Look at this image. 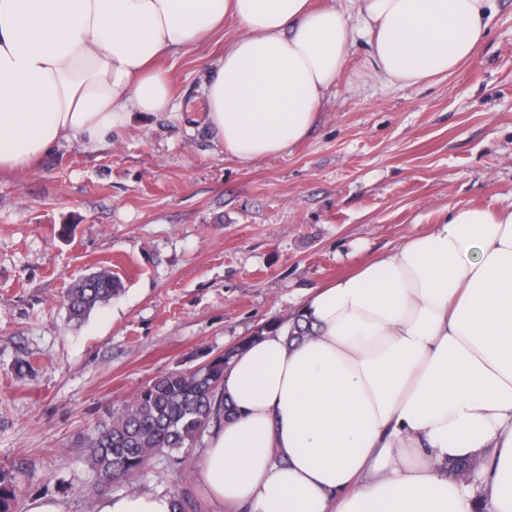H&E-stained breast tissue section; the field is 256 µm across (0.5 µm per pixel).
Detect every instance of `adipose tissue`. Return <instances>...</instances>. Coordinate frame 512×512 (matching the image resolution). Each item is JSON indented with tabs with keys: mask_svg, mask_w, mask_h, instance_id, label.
<instances>
[{
	"mask_svg": "<svg viewBox=\"0 0 512 512\" xmlns=\"http://www.w3.org/2000/svg\"><path fill=\"white\" fill-rule=\"evenodd\" d=\"M494 0H0V171L61 142L95 149L132 113L172 108L159 57L233 20L205 83L224 152L248 164L313 130L357 19L374 76L416 86L478 60ZM315 329L233 359L235 417L198 481L241 512H512V210L448 207L446 223L314 292ZM482 461L457 482L448 462ZM134 490L94 512H173Z\"/></svg>",
	"mask_w": 512,
	"mask_h": 512,
	"instance_id": "obj_1",
	"label": "adipose tissue"
}]
</instances>
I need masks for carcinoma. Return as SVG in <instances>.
I'll return each instance as SVG.
<instances>
[{
  "label": "carcinoma",
  "instance_id": "1",
  "mask_svg": "<svg viewBox=\"0 0 512 512\" xmlns=\"http://www.w3.org/2000/svg\"><path fill=\"white\" fill-rule=\"evenodd\" d=\"M120 291L112 273L95 271L80 278L64 302L70 315L80 319ZM269 330L283 331L289 343L312 334L295 312L259 326L253 335L193 371H169L152 379L85 440L94 484H130L153 456L190 448L208 428L233 416L235 408L222 393L224 372L236 355ZM477 465L476 460H462L450 464L449 470L460 479H469Z\"/></svg>",
  "mask_w": 512,
  "mask_h": 512
}]
</instances>
